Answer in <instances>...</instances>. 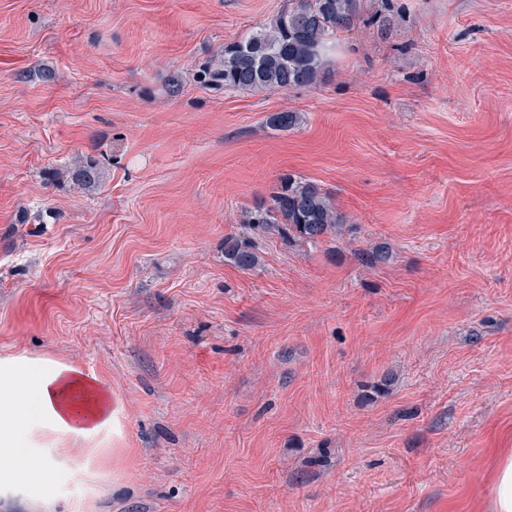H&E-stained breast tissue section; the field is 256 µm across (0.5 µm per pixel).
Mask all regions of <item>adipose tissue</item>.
<instances>
[{"instance_id": "adipose-tissue-1", "label": "adipose tissue", "mask_w": 512, "mask_h": 512, "mask_svg": "<svg viewBox=\"0 0 512 512\" xmlns=\"http://www.w3.org/2000/svg\"><path fill=\"white\" fill-rule=\"evenodd\" d=\"M111 389L80 366L25 353L0 358V499L43 501L80 512L66 487L87 465L63 449L94 447L112 434ZM492 512H512V448L495 454Z\"/></svg>"}]
</instances>
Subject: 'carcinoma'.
<instances>
[{"instance_id": "carcinoma-1", "label": "carcinoma", "mask_w": 512, "mask_h": 512, "mask_svg": "<svg viewBox=\"0 0 512 512\" xmlns=\"http://www.w3.org/2000/svg\"><path fill=\"white\" fill-rule=\"evenodd\" d=\"M362 21L361 0H288V7L268 24L217 52L200 69L199 79L226 90L313 87L324 78L328 42ZM298 121V115L288 111L270 117L271 125L280 130H291ZM67 177L85 189L100 183L102 175L97 163L90 161L67 172ZM246 222L255 235H277L298 251L341 235L346 228L345 216L319 184L289 175L281 178L270 204L247 211ZM224 260L251 271L261 257L256 247L227 237Z\"/></svg>"}]
</instances>
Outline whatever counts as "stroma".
I'll use <instances>...</instances> for the list:
<instances>
[{
    "instance_id": "1",
    "label": "stroma",
    "mask_w": 512,
    "mask_h": 512,
    "mask_svg": "<svg viewBox=\"0 0 512 512\" xmlns=\"http://www.w3.org/2000/svg\"><path fill=\"white\" fill-rule=\"evenodd\" d=\"M287 5L0 0V356L110 387L82 512H490L512 448V0H364L385 26L341 33L317 86L197 81ZM282 111L300 124L272 129ZM90 157L101 184L74 188ZM287 174L350 232L305 253L252 235ZM230 236L258 268L225 262Z\"/></svg>"
}]
</instances>
